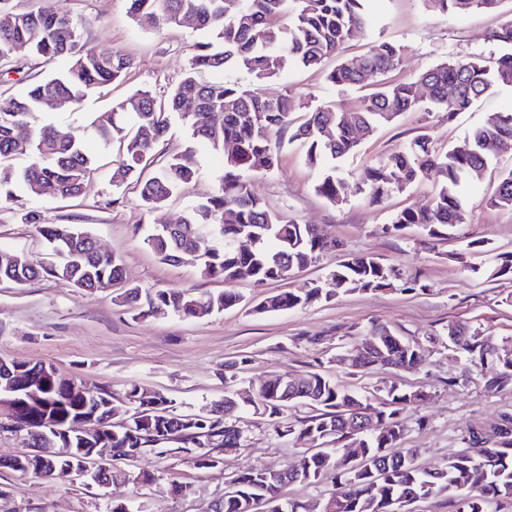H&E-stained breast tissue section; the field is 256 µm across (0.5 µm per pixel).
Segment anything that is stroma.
Listing matches in <instances>:
<instances>
[{
    "mask_svg": "<svg viewBox=\"0 0 512 512\" xmlns=\"http://www.w3.org/2000/svg\"><path fill=\"white\" fill-rule=\"evenodd\" d=\"M19 12L48 8L82 18V40L102 52L115 50L133 65L123 81L103 87L80 104L46 111L45 120L82 132L97 112L137 89L165 97L182 77L202 31L190 26L151 28L139 25L129 13L128 0H10ZM370 25L350 37L342 56L366 53L373 40L402 48V60L390 77L400 80L449 58L472 53L499 55L489 42L502 17L512 14V0H501L498 10L465 15H442L426 9L423 0H365ZM15 72L0 68V91L21 92L25 84L50 76L54 68L30 56L14 54ZM337 59L318 68H306L284 57L280 75L263 87L268 96L290 94L297 102L292 114L301 123L306 113L330 104L354 109L373 90L375 78L361 86H334L327 79ZM512 107V89L505 88L475 102L466 111L406 112L362 138L358 149L338 164L337 174L356 182L362 170L380 156L427 136L439 151L447 150L471 129L484 125L496 113ZM96 171L83 194L72 200L49 195H22L0 206V249L21 251L37 262L47 259L40 224H77L89 231L102 251L120 256L126 284L145 290L184 289L197 295L225 288L220 280L200 276L195 265L167 264L143 243L156 225L180 221L185 207L214 194L223 165L210 150H199L194 162L199 176L161 210L147 212L133 183L114 186L115 147L89 144ZM512 168V156L492 157L482 177L466 185L463 198L466 223L447 235L431 238L419 227L397 232L393 213L425 206L436 192L435 177L411 184L372 204L356 193L339 204L318 195L319 172L311 168L298 143H282L278 165L257 178L254 190L268 208L298 224L317 227L334 242L309 267L293 271L288 279L256 287L234 284L242 300L219 313L200 318L173 314L135 316L116 302L114 289L81 291L66 281L43 276L18 285L0 281V359L53 367L60 376L76 378L88 390L107 387L127 408L126 392L140 385L172 399L177 413H197L223 401L225 392L248 387L278 375L295 377L325 368L340 385L376 392L396 384L426 395L423 403L405 409L400 445L418 452L422 466L434 467L465 446L469 431H492L498 418L512 413V387L490 392L463 356L448 348L447 327L452 323L478 327L512 340V278H489L496 255L512 252V210L490 207L502 171ZM36 208L39 224H24L20 216ZM367 254L395 266L401 278L383 291H352L288 311L255 312L260 299L294 288H306L326 278L339 262ZM376 326H386L416 343L422 363L411 369L351 373L335 359L351 342ZM243 369H232L235 361ZM241 429V445L225 453L220 466L197 468L190 454H146L126 463L131 474L147 471L150 485L88 486L85 478L66 475L41 479L0 469V512H108L129 503L133 512H213L230 481L251 467L280 469L293 461L300 445L294 437L275 432L268 416L240 408L231 416ZM183 483L179 494L167 493L171 481Z\"/></svg>",
    "mask_w": 512,
    "mask_h": 512,
    "instance_id": "obj_1",
    "label": "stroma"
}]
</instances>
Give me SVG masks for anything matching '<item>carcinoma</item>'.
<instances>
[{"instance_id": "carcinoma-1", "label": "carcinoma", "mask_w": 512, "mask_h": 512, "mask_svg": "<svg viewBox=\"0 0 512 512\" xmlns=\"http://www.w3.org/2000/svg\"><path fill=\"white\" fill-rule=\"evenodd\" d=\"M130 13L139 23L179 27L185 16L194 19L205 39L195 46L189 68L167 98L157 101L151 91L140 89L121 100L112 110L95 115L89 134L109 146L119 141L122 163L113 171V185L120 186L148 162L150 147L145 135L156 141L167 134L170 115L176 114L189 127V145L172 154L156 175L137 179L142 204L149 210L164 206L199 175L191 162L198 147L224 151L233 142L236 158H224V174L214 195L187 207L182 223L160 236L157 230L146 238L148 247L165 263H178L184 252H197L200 273L226 283L248 282L257 287L284 279V274L302 269L326 251L318 231L310 224H296L270 211L253 189L251 177L275 169L278 152L272 136L290 127L295 101L288 95L261 96L236 83L215 80L202 83L197 74L222 71L229 65L246 70L256 83L275 79L283 55L288 54L305 67H316L330 56L339 55L346 39L364 29L368 19L364 0H238L239 8L228 13L224 0H129ZM438 13L490 11L499 0H424ZM288 16V24L281 18ZM82 22L49 9L16 13L8 0H0V61L7 62L15 47L25 44L31 53L48 63L64 66L44 80L30 83L20 94L0 93V202L17 200L19 193L47 185L60 199H75L94 171V162L84 150V137L52 122L39 121L46 99L58 97L78 103L93 90L123 77L131 67L129 57L119 51L98 52L81 41ZM491 42L509 49L490 66L480 53L442 61L416 78L382 88L365 98L359 107L344 111L316 107L290 135L305 150L307 163L319 169L315 185L318 194L331 203L344 201L359 191L369 202H382L391 191L400 190L431 173L442 178L437 193L426 206L405 209L391 220L401 231L421 227L431 238L439 237L453 224L466 221L462 189L466 182L482 175L489 160L484 152L489 142L512 150V107L496 120L468 133L448 152L438 154L419 137L409 146L394 151L366 167L358 183L350 185L336 175L335 161L354 152L359 145L358 129L373 132L405 112L426 102L428 112L453 116L467 110L478 99L502 88L512 87V16L491 32ZM399 46L378 40L356 60H339L328 74L330 83L357 85L369 76H384L401 62ZM457 90L448 101V88ZM16 126L32 130L30 140L19 142ZM492 207L512 210V169L500 175L497 190L488 200ZM41 236L58 261L45 266L21 251H0V280L24 284L42 274L64 279L83 290L111 288L123 283V271L115 254L93 245V237L76 224H44ZM258 239L255 251L237 250V238ZM378 261L354 255L339 264L330 278L310 283L308 288L281 291L256 306L259 313L303 307L320 299L329 300L348 291H375L386 286ZM493 278L512 277V253L499 254L489 270ZM124 305L147 318L160 309L181 317H200L236 305L240 295L226 289L199 297L187 290L157 289L144 292L125 286ZM374 345L359 357V370L384 369L390 365L422 361L419 348L385 326L373 329ZM448 343L463 354L470 368L483 375L484 387L495 391L512 386V344L464 324L448 326ZM129 401L136 411L128 424L109 430L112 392L67 397L57 387H47L49 410L32 408L26 421L14 432L38 447L35 431L39 418L49 414L59 426L79 416L94 417L102 430L101 447L122 448L120 457L139 458L146 452H169L158 442L179 441L181 450L193 455L198 467L211 469L223 448L240 446L241 430L226 422L234 411L220 403L206 414H176L172 400L144 387H133ZM248 400L255 410L279 419L277 428L310 445L286 465L288 484L319 482L332 468L324 448L325 439H343L349 433L352 409L365 406L373 426L362 432V456L354 468L339 469L334 492L321 502L279 498L268 501L273 473L262 467L247 469L230 481L216 512H241L240 503L251 499L259 505L270 503L268 512H395L400 503H412L445 492L456 512H492V504L512 498V413L501 416L502 426L490 434L470 433L466 447L432 469L417 461V450L401 448L403 425L400 415L417 403L419 395L391 386L386 390L385 408L368 403V396L339 385L321 370L307 371L297 383L287 385L268 379L257 388L229 392L224 399ZM298 403L310 405L318 414L295 427L282 415Z\"/></svg>"}]
</instances>
